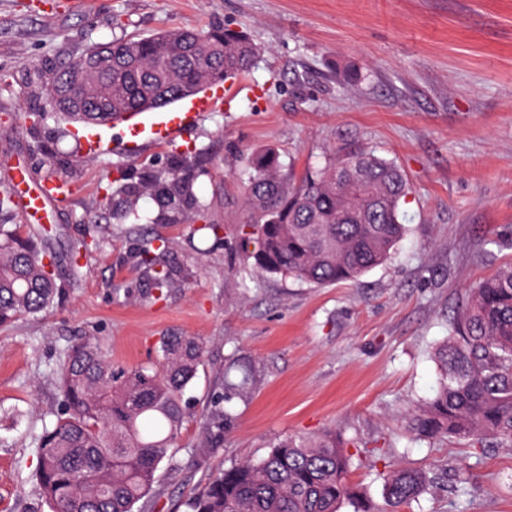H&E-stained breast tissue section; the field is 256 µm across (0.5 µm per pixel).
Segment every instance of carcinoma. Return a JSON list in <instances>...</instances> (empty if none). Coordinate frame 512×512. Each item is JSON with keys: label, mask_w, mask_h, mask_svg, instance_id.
Segmentation results:
<instances>
[{"label": "carcinoma", "mask_w": 512, "mask_h": 512, "mask_svg": "<svg viewBox=\"0 0 512 512\" xmlns=\"http://www.w3.org/2000/svg\"><path fill=\"white\" fill-rule=\"evenodd\" d=\"M112 55L111 105L87 92L88 111L62 102L71 92L75 60L49 71L57 94L53 109L87 126L111 123L120 112L160 109L178 100L186 84L199 91L248 72L257 49L223 28H171L149 38L121 37L101 45ZM191 156L170 162L133 183L120 178L121 218L131 224H190L206 209L195 192ZM409 187L395 162L352 140H342L325 164L290 182L275 149L251 154L245 205L255 220L239 228L240 251L251 270L313 286L358 280L391 258L405 233L400 202ZM150 196L155 214L137 209ZM45 256L18 224H0V325L46 312L59 288ZM138 263L152 287L173 288L176 274L149 250ZM204 342L172 332L160 338L149 367H120L88 337L57 365L59 407L34 438L36 479L51 512H150L160 463L177 445L185 417L183 394L198 372ZM438 368L432 397L411 408L405 428L413 440L454 439L482 448L493 440L512 447V264L469 288L448 337L433 353ZM256 371L237 361L224 371V397L243 400L255 389ZM215 405L203 425L206 454L235 421ZM341 435H288L266 456L212 475L185 501V512H398L431 491L427 472L396 466L384 476V505L376 506L348 479L351 455Z\"/></svg>", "instance_id": "carcinoma-1"}]
</instances>
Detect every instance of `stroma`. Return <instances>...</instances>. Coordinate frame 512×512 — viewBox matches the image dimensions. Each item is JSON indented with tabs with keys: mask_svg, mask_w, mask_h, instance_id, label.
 <instances>
[{
	"mask_svg": "<svg viewBox=\"0 0 512 512\" xmlns=\"http://www.w3.org/2000/svg\"><path fill=\"white\" fill-rule=\"evenodd\" d=\"M174 27L245 32L259 49L240 77L251 94L225 87L221 108L137 157L84 154L38 71L94 42ZM350 70L358 81L339 87ZM33 112L44 120L32 123ZM341 136L407 176L406 233L392 258L326 287L245 268L236 234L249 219L248 154L275 147L297 179ZM175 149L191 151L218 232L123 224L102 207L117 171L137 175ZM21 171L30 188L55 176L72 189L38 220L19 194L0 213V224L19 225L56 256L62 290L47 315L0 326V512H50L32 436L57 409L53 371L64 352L96 336L114 364H148L174 330L203 339L206 351L183 397L180 445L159 466L154 512H184L212 474L266 455L280 437L330 429L355 444L349 478L374 502L386 464L399 463L446 476L400 512H512V448L402 435L406 411L433 394V351L467 290L512 264V249L495 243L512 226V0H0V189ZM88 234L96 247L71 262L72 242ZM160 238L183 277L162 297L137 264ZM234 357L255 365L259 383L232 401L234 425L202 460L201 426ZM371 448L388 449L386 461L365 457Z\"/></svg>",
	"mask_w": 512,
	"mask_h": 512,
	"instance_id": "35a3bbf8",
	"label": "stroma"
}]
</instances>
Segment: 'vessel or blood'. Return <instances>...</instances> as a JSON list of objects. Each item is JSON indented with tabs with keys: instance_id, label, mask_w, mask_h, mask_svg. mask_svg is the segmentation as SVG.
<instances>
[{
	"instance_id": "1",
	"label": "vessel or blood",
	"mask_w": 512,
	"mask_h": 512,
	"mask_svg": "<svg viewBox=\"0 0 512 512\" xmlns=\"http://www.w3.org/2000/svg\"><path fill=\"white\" fill-rule=\"evenodd\" d=\"M223 86H216L205 95H191L184 108L171 112L134 111L123 113L120 119L122 136L117 144L123 152H133L144 140L160 143L176 141L186 131L196 126L208 112L221 106Z\"/></svg>"
}]
</instances>
